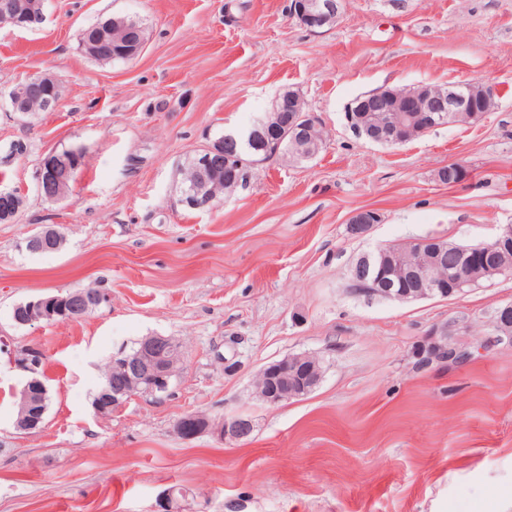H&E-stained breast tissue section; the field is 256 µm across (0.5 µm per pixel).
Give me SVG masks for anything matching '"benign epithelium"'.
<instances>
[{
  "instance_id": "7a95c632",
  "label": "benign epithelium",
  "mask_w": 512,
  "mask_h": 512,
  "mask_svg": "<svg viewBox=\"0 0 512 512\" xmlns=\"http://www.w3.org/2000/svg\"><path fill=\"white\" fill-rule=\"evenodd\" d=\"M45 0H0V24H9L32 28L45 21ZM344 10V0H288V15L307 29L319 32L326 25L336 22ZM123 33L122 41L117 43L116 53L127 58L142 53L146 41L141 38L140 28L124 19L114 21ZM59 79L51 74L35 75L27 79L26 84L17 86L10 94V104L15 112L29 113L33 105L41 112H53L59 102L44 96L43 89L56 85ZM374 111L383 113L380 129L366 135L357 127L352 131L357 136H366V140L379 145H393L403 142V132L408 130L420 112H446L448 123H453L459 112H470L472 117L482 119L495 106L494 92L487 84H452L433 88L420 85L406 91L393 92L382 89L371 95ZM320 127L318 120L312 122H288L280 131L281 138H304ZM241 136L224 135V150L219 152L205 147L197 171L199 175L210 167L217 156L224 158V167L236 169L242 166L243 159L238 152ZM65 156L50 150L44 158L43 170L36 176L38 195L46 201L57 202L56 194L46 170L59 163H65ZM24 194L18 189L0 190V218H14L24 205ZM373 212L361 210L349 219L350 234L356 238L365 237L374 224ZM60 232L52 226H43L26 239V249L32 252L47 253L57 249ZM408 263L407 274L414 280L416 287L401 288L395 278L400 276L392 256L393 249L380 246L370 253L372 261L364 264L356 261L349 270L351 291L368 300L385 299L408 303L430 298H451L462 292V287L476 282L470 274L475 265L482 267V275L493 278L503 273L498 264L497 254L503 249L512 248V224H505L499 233L489 242L476 247H457L456 263L453 271L448 269L443 256L448 246L440 239H421ZM72 304L68 320H80L87 316L95 304L83 293L76 292L71 297ZM55 311L51 299L31 297L14 307V320L20 327L36 323H54ZM497 343L512 345V302L501 305L495 312ZM456 335V325L448 324L429 335L414 349L418 364L425 366L433 361L441 363H460L471 355L472 346L460 345L452 340ZM175 345L168 336H145L139 345L128 350L121 346L112 353V365L120 376L108 382L105 393L112 394V406L120 408L129 399L137 395H149L155 399L167 396L172 377L176 374V362L173 358ZM42 360L35 349L21 351L18 358L26 371L33 374L23 387L24 405L14 421L16 431L24 434L39 430L43 424L44 410L34 402V378ZM323 377L322 359L316 354H288L264 365L255 375L253 387L258 398L271 407H278L311 393ZM178 433L191 438L202 431L210 430L220 440L233 444L240 442L253 431L249 418L242 415H226L219 421H211L204 415L187 413L176 423Z\"/></svg>"
}]
</instances>
